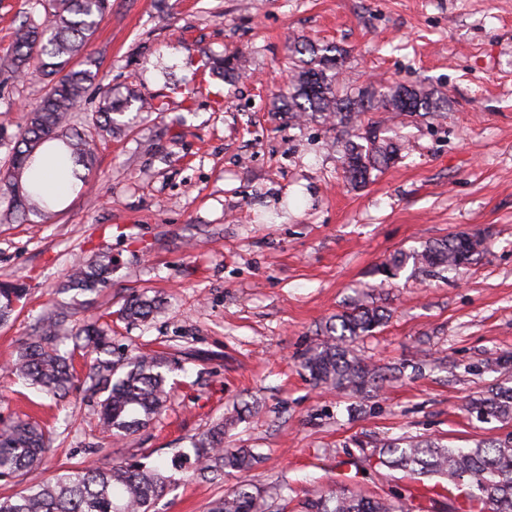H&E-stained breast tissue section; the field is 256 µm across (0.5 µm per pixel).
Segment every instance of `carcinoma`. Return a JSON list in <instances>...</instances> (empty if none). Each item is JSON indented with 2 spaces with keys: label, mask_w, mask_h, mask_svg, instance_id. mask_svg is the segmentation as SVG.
Listing matches in <instances>:
<instances>
[{
  "label": "carcinoma",
  "mask_w": 512,
  "mask_h": 512,
  "mask_svg": "<svg viewBox=\"0 0 512 512\" xmlns=\"http://www.w3.org/2000/svg\"><path fill=\"white\" fill-rule=\"evenodd\" d=\"M109 7V0H52L48 20L41 24L25 20L15 30L12 55L5 64L16 74L38 80L46 91L28 111L17 134L9 138L0 135V146H8L9 155L7 169L0 172V190L9 196L8 209L0 219L7 223L29 222L33 217L46 223L57 215V199L31 192L24 180L44 152L58 154L71 186L86 184L81 170L93 165L95 148L79 130V112L88 87L99 75V63L89 47ZM288 59L292 79L277 98V110L294 120H336L347 135L341 165L345 178L355 187L368 184L372 173L393 163L400 152L399 145L380 136L376 123L362 121L364 113L406 112L412 116L444 107V99L422 87L369 85L354 90L341 85L343 50L334 45L312 49L296 43L288 47ZM133 106L138 112L164 111L163 105L140 93L122 99L107 94L94 112L93 127L107 136L123 130L116 116ZM483 243L475 234L451 236L420 251L393 254L379 273L393 278L409 263L419 272H457L472 263ZM111 274V265L102 260L78 264L62 288L93 292L107 285ZM23 293L17 285L0 283V322L11 316ZM161 309L162 302L156 297L132 296L125 299L117 315L133 324L148 320ZM69 317L64 306L47 313L38 323L36 335L22 345L9 372L50 395L67 396L77 376L71 353L61 351L60 345L73 339L75 348L98 354L85 381L92 391L105 394L99 403L103 431L123 438L148 427L170 398V360L139 350L111 360L107 358L111 338L106 331L90 322L71 337ZM387 318L380 307L363 304L337 315L320 342L304 355L303 370L317 384L355 391L396 377V371L385 372L353 349L355 340L373 333ZM468 412L486 422H512V386L470 400ZM241 420V412L236 410L191 438L199 475L217 480L227 469L246 471L256 463L251 449L224 447V424ZM48 451L49 437L38 424L19 419L1 427L0 480L34 470ZM379 459L382 465L414 479L437 475L457 488L466 485L478 491L486 512H512V433L479 441L473 448H450L439 441L413 437L388 439L380 443ZM180 482L162 463L88 464L63 470L50 481H31L18 495L0 499V512H152L155 502ZM287 499L285 486H275L267 493L240 484L213 501L209 512H283ZM412 502L410 492L370 498L339 488L308 503L306 512H426L421 506L412 507Z\"/></svg>",
  "instance_id": "cac0c4a2"
}]
</instances>
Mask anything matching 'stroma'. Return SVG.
Here are the masks:
<instances>
[{
  "mask_svg": "<svg viewBox=\"0 0 512 512\" xmlns=\"http://www.w3.org/2000/svg\"><path fill=\"white\" fill-rule=\"evenodd\" d=\"M49 12L48 0H0V59L16 26ZM297 41L345 50L349 85L422 86L448 108L372 113L407 149L351 187L331 125L274 109ZM91 49L100 69L87 111L101 91L123 97L131 83L164 109L126 112L130 132L98 141L86 193L64 192L51 222L0 224V281L27 290L0 324V366L64 302L72 327L96 318L116 346L168 356L174 388L157 420L116 441L83 384L59 399L0 374V425L27 418L50 434L42 478L90 462H171L246 405L224 445L254 449L253 469L215 484L185 459L184 481L153 512H208L245 480L287 483V512H301L339 486L376 497L411 485L380 464V440L470 448L512 430L467 411L512 379V0H112ZM210 55L245 58L247 69L204 75ZM42 93L0 67V129L16 134ZM459 232L485 240L460 275L379 274L393 253ZM101 258L112 262L110 287L60 292L76 261ZM141 292L163 313L116 320L123 298ZM361 302L389 320L355 350L402 377L357 394L314 383L302 355Z\"/></svg>",
  "mask_w": 512,
  "mask_h": 512,
  "instance_id": "stroma-1",
  "label": "stroma"
}]
</instances>
